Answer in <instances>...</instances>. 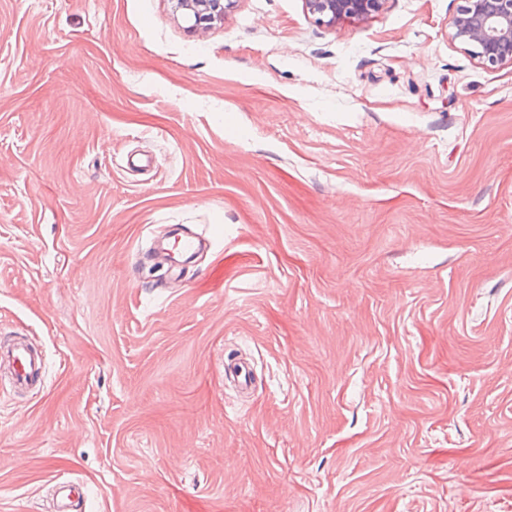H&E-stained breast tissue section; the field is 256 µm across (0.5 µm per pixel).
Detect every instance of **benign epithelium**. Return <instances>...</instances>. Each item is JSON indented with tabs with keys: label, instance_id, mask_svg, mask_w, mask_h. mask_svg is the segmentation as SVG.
<instances>
[{
	"label": "benign epithelium",
	"instance_id": "obj_1",
	"mask_svg": "<svg viewBox=\"0 0 512 512\" xmlns=\"http://www.w3.org/2000/svg\"><path fill=\"white\" fill-rule=\"evenodd\" d=\"M175 10L194 18V25L224 18L236 0H172ZM387 0H305L317 23L334 27L364 21L380 13ZM453 37L472 47L484 65L512 63V0H461L453 19Z\"/></svg>",
	"mask_w": 512,
	"mask_h": 512
}]
</instances>
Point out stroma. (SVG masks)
Wrapping results in <instances>:
<instances>
[{
	"mask_svg": "<svg viewBox=\"0 0 512 512\" xmlns=\"http://www.w3.org/2000/svg\"><path fill=\"white\" fill-rule=\"evenodd\" d=\"M458 6L0 0V340L45 357L0 512H512V64ZM175 10L183 11L194 18L191 29L203 23H211L224 18V12L231 8L236 0H172ZM387 0H305L317 23L336 27L344 21H364L380 13ZM201 236L185 235L179 230L168 239L155 246L152 256L163 257L168 263V271L181 274L182 264L191 259L204 246Z\"/></svg>",
	"mask_w": 512,
	"mask_h": 512,
	"instance_id": "obj_1",
	"label": "stroma"
}]
</instances>
